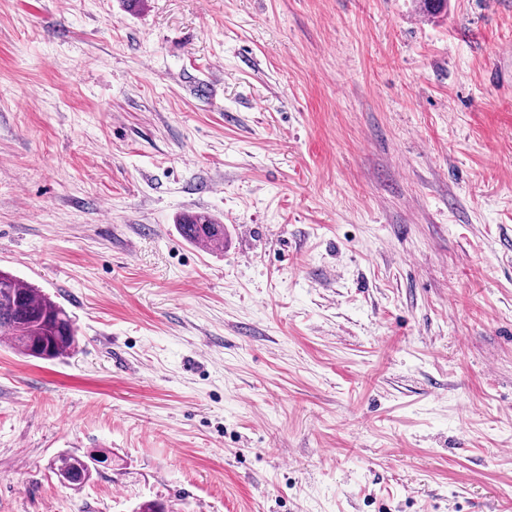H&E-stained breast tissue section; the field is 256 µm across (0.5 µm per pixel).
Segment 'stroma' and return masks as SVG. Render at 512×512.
I'll list each match as a JSON object with an SVG mask.
<instances>
[{
    "label": "stroma",
    "mask_w": 512,
    "mask_h": 512,
    "mask_svg": "<svg viewBox=\"0 0 512 512\" xmlns=\"http://www.w3.org/2000/svg\"><path fill=\"white\" fill-rule=\"evenodd\" d=\"M0 269V512H512V0H0ZM180 223L182 235L191 243L224 246V226L215 224L211 216L202 213L188 215ZM77 330L66 309L39 288L0 270V335L20 354L53 360L71 352ZM57 475L65 479L69 485L78 486L88 480L91 476L92 467L88 458L77 455H61L53 463Z\"/></svg>",
    "instance_id": "stroma-1"
}]
</instances>
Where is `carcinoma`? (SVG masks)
Returning a JSON list of instances; mask_svg holds the SVG:
<instances>
[{
  "instance_id": "obj_1",
  "label": "carcinoma",
  "mask_w": 512,
  "mask_h": 512,
  "mask_svg": "<svg viewBox=\"0 0 512 512\" xmlns=\"http://www.w3.org/2000/svg\"><path fill=\"white\" fill-rule=\"evenodd\" d=\"M179 229L194 244L224 246V225L213 222L209 215H188ZM76 333L73 320L62 305L16 275L0 270V335L8 336L12 349L36 359H58L71 352ZM53 466L72 486L91 476L92 467L85 456L61 455Z\"/></svg>"
}]
</instances>
